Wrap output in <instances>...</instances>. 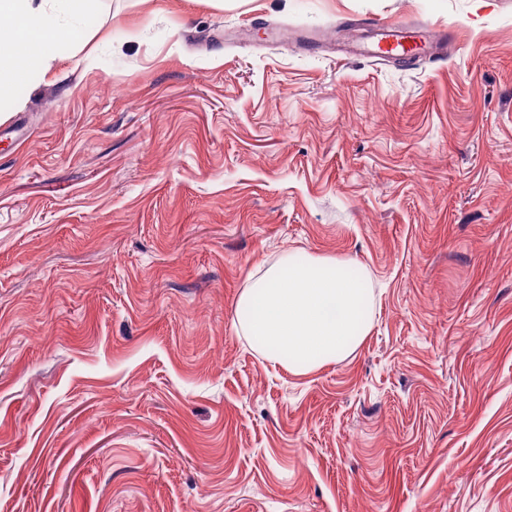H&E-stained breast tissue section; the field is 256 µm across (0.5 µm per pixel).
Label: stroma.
Here are the masks:
<instances>
[{
  "instance_id": "35a3bbf8",
  "label": "stroma",
  "mask_w": 512,
  "mask_h": 512,
  "mask_svg": "<svg viewBox=\"0 0 512 512\" xmlns=\"http://www.w3.org/2000/svg\"><path fill=\"white\" fill-rule=\"evenodd\" d=\"M286 254L372 292L306 374L232 324ZM0 512H512V0H99L18 78ZM377 35V45L385 42L391 45V50L400 48L403 53H424L427 49L438 52L448 43V30L425 32L416 25L399 26L386 22H373Z\"/></svg>"
}]
</instances>
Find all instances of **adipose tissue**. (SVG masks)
Listing matches in <instances>:
<instances>
[{
  "label": "adipose tissue",
  "instance_id": "obj_1",
  "mask_svg": "<svg viewBox=\"0 0 512 512\" xmlns=\"http://www.w3.org/2000/svg\"><path fill=\"white\" fill-rule=\"evenodd\" d=\"M91 0H0V96L11 91L14 75L46 67L67 39L71 23L80 21Z\"/></svg>",
  "mask_w": 512,
  "mask_h": 512
}]
</instances>
